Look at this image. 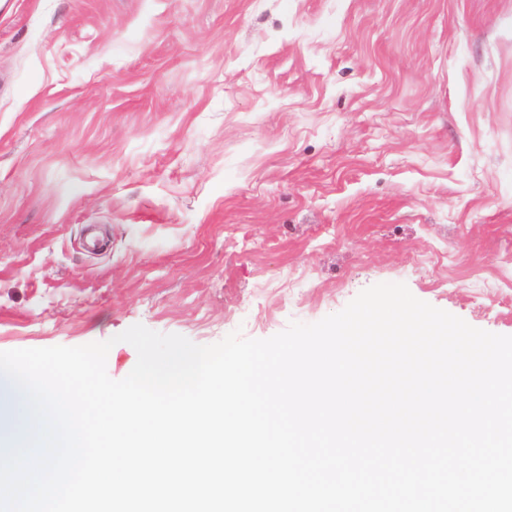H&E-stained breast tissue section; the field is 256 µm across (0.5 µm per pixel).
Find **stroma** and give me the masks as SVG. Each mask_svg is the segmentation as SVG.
Returning <instances> with one entry per match:
<instances>
[{"label":"stroma","instance_id":"1","mask_svg":"<svg viewBox=\"0 0 512 512\" xmlns=\"http://www.w3.org/2000/svg\"><path fill=\"white\" fill-rule=\"evenodd\" d=\"M378 283L512 336V0H0V351Z\"/></svg>","mask_w":512,"mask_h":512}]
</instances>
